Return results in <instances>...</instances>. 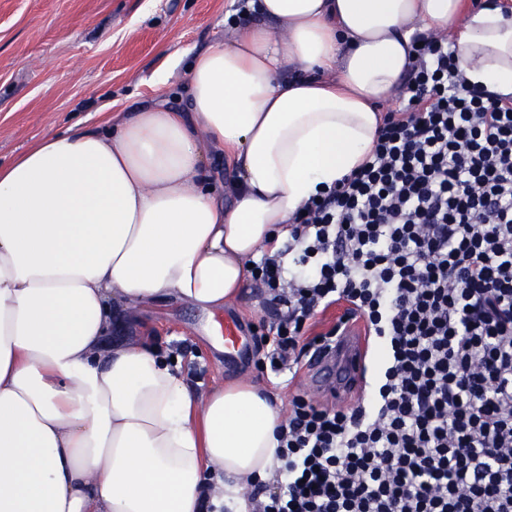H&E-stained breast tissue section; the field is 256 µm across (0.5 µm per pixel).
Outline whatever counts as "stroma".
I'll return each instance as SVG.
<instances>
[{
  "mask_svg": "<svg viewBox=\"0 0 512 512\" xmlns=\"http://www.w3.org/2000/svg\"><path fill=\"white\" fill-rule=\"evenodd\" d=\"M248 0H0V164L75 123L104 127L112 110L160 101L182 106L192 57L224 34V15L248 23ZM167 67L169 82L153 75ZM224 316L250 336L233 365L215 347L214 317L174 299L138 308L112 341L151 340L180 357L190 384L208 390L251 375L283 403L310 389L306 372L260 370L261 336L272 319L262 285L245 289Z\"/></svg>",
  "mask_w": 512,
  "mask_h": 512,
  "instance_id": "35a3bbf8",
  "label": "stroma"
}]
</instances>
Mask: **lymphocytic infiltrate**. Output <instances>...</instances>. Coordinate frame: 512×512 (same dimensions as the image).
<instances>
[{
    "mask_svg": "<svg viewBox=\"0 0 512 512\" xmlns=\"http://www.w3.org/2000/svg\"><path fill=\"white\" fill-rule=\"evenodd\" d=\"M292 224L251 269L276 308L262 367L299 363L340 302L385 356L356 406L292 398L253 512H512V97L422 40L368 159Z\"/></svg>",
    "mask_w": 512,
    "mask_h": 512,
    "instance_id": "obj_1",
    "label": "lymphocytic infiltrate"
}]
</instances>
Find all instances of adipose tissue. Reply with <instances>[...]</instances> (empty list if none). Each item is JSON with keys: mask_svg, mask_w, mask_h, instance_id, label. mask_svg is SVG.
<instances>
[{"mask_svg": "<svg viewBox=\"0 0 512 512\" xmlns=\"http://www.w3.org/2000/svg\"><path fill=\"white\" fill-rule=\"evenodd\" d=\"M501 2L259 0L261 23L193 58L183 109L76 123L0 165V512H249L281 466V399L247 377L203 393L144 342L106 345L115 312L235 303L370 154L414 36H448L472 85L512 96Z\"/></svg>", "mask_w": 512, "mask_h": 512, "instance_id": "ef3b65f1", "label": "adipose tissue"}]
</instances>
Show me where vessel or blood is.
<instances>
[{
    "label": "vessel or blood",
    "mask_w": 512,
    "mask_h": 512,
    "mask_svg": "<svg viewBox=\"0 0 512 512\" xmlns=\"http://www.w3.org/2000/svg\"><path fill=\"white\" fill-rule=\"evenodd\" d=\"M219 338L224 346V355L235 358L249 349L247 336L233 319H225ZM367 338L362 324L348 315H337L336 336L328 349L312 357L308 372L321 376L324 392L347 399L360 379L366 356Z\"/></svg>",
    "instance_id": "b4317fda"
}]
</instances>
